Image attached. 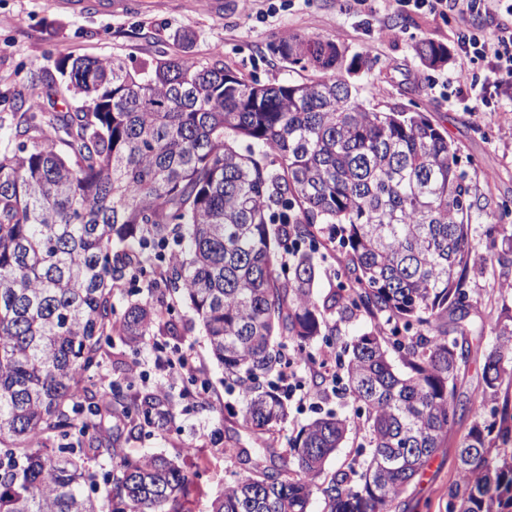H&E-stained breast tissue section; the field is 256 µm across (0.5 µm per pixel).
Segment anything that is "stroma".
I'll return each instance as SVG.
<instances>
[{
    "mask_svg": "<svg viewBox=\"0 0 512 512\" xmlns=\"http://www.w3.org/2000/svg\"><path fill=\"white\" fill-rule=\"evenodd\" d=\"M458 21L410 9L381 8L373 25L362 22L354 0H0V149L13 148L12 134L29 99L48 110L75 104L72 94H57L41 73L63 57H115L128 67L161 55L206 63L221 57L226 68L248 81L305 82L312 71L271 56L266 46L301 34L335 41L345 63L368 56L357 83L367 106L425 113L458 150L479 208L472 214L471 240L478 255L490 253L484 235L493 213L508 209L512 224V96L495 94L474 111V91L454 79L455 65H425L416 55L419 41L456 48ZM399 36L391 38L388 26ZM194 39L179 44L177 33ZM470 287L482 299L483 317L512 307V265L475 267ZM178 329L170 335L154 327L138 349L119 336L103 347L106 392L113 381L133 391L152 389L160 375L152 368L155 344L192 349L197 378L182 375L168 391L173 417L166 427H141L137 418L122 424L125 446L140 455L163 454L198 474L199 492L191 512H208L212 496L224 488L230 446L256 448L260 442L241 425L242 401L224 386V371L212 358L193 310L173 301L168 314ZM141 365L146 377L134 376ZM460 430L449 432L443 448L408 487L404 512H445L444 493L456 475Z\"/></svg>",
    "mask_w": 512,
    "mask_h": 512,
    "instance_id": "obj_1",
    "label": "stroma"
}]
</instances>
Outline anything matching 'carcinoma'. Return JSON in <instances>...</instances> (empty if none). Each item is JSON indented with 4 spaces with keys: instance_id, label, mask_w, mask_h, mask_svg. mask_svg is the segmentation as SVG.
<instances>
[{
    "instance_id": "1",
    "label": "carcinoma",
    "mask_w": 512,
    "mask_h": 512,
    "mask_svg": "<svg viewBox=\"0 0 512 512\" xmlns=\"http://www.w3.org/2000/svg\"><path fill=\"white\" fill-rule=\"evenodd\" d=\"M271 54L316 77L251 84L215 59L67 57L56 68L80 104L34 101L0 151V512H190L198 475L162 454L120 447L119 417L162 427L160 393L89 394L112 335L139 345L164 324L167 297L189 303L242 427L288 420L278 379L288 345L311 365L310 392L365 410L367 448L331 474L355 421L327 413L278 453L226 448L238 465L210 512H398L400 497L465 411L457 381L483 339L471 186L457 149L423 114L368 108L339 46L281 38ZM434 67L448 48L417 46ZM512 254V225L489 224ZM339 243L344 280L313 292L315 254ZM124 279L151 289L116 315ZM366 315L352 338L330 318ZM471 423L457 448L446 512H512V314L491 327ZM347 356L330 382L313 345ZM88 401L80 423L71 413ZM103 458L104 499L90 494Z\"/></svg>"
}]
</instances>
